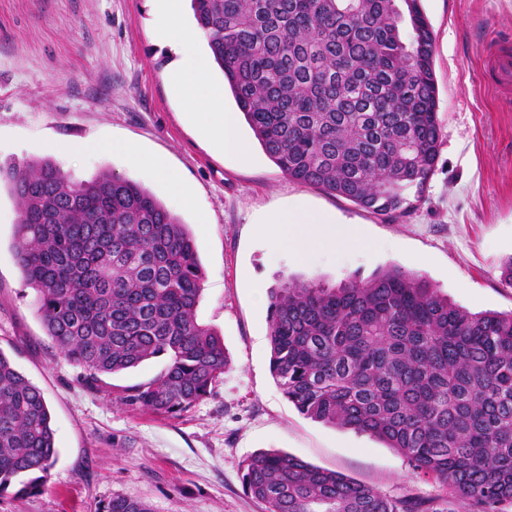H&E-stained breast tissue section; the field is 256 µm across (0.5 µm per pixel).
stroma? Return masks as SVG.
I'll list each match as a JSON object with an SVG mask.
<instances>
[{
  "instance_id": "35a3bbf8",
  "label": "stroma",
  "mask_w": 512,
  "mask_h": 512,
  "mask_svg": "<svg viewBox=\"0 0 512 512\" xmlns=\"http://www.w3.org/2000/svg\"><path fill=\"white\" fill-rule=\"evenodd\" d=\"M421 7L434 32L443 136L424 201L386 221L290 180L246 122L238 128L248 162L201 137L170 91L177 56L156 35L151 0H0V165L48 159L79 181L104 170L139 180L122 156L51 149L57 140H117L177 170L194 195L193 208L177 215L202 267L197 319L223 336L230 360L212 396L175 418L118 403L126 387L158 375L164 359L87 383L45 333L14 257L18 208L1 183L0 353L42 390L59 454L42 494H1L0 512H96L115 495L144 500L153 512H266L244 488L242 466L268 450L390 497L445 499L441 485L414 476L394 449L296 410L271 373L264 299L291 279L334 286L398 266L470 312H512V287L501 279L512 261V104L478 79L488 40L512 37V0ZM298 203L358 226L373 254L327 253L311 263L272 255L261 221ZM201 212L207 224L198 223Z\"/></svg>"
}]
</instances>
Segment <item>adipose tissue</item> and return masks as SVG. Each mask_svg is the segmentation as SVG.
I'll return each instance as SVG.
<instances>
[{"instance_id": "adipose-tissue-1", "label": "adipose tissue", "mask_w": 512, "mask_h": 512, "mask_svg": "<svg viewBox=\"0 0 512 512\" xmlns=\"http://www.w3.org/2000/svg\"><path fill=\"white\" fill-rule=\"evenodd\" d=\"M151 2L159 39L178 55L170 81L173 93L184 106L186 120L224 154L240 160L248 159L249 146L238 131L237 115L224 108V87L213 79L211 60L199 48L202 32L185 20L183 0ZM55 148L82 156L111 152L122 154L129 166L145 178L166 184L173 206L186 208L192 204V196L180 174L161 158L144 153L135 144L61 141ZM264 231L271 241L273 253L286 251L301 262L327 252L367 253L371 250L356 228L336 223L330 214L322 211H275L266 218Z\"/></svg>"}]
</instances>
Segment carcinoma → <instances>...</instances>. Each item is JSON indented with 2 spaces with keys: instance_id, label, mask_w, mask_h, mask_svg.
<instances>
[{
  "instance_id": "1",
  "label": "carcinoma",
  "mask_w": 512,
  "mask_h": 512,
  "mask_svg": "<svg viewBox=\"0 0 512 512\" xmlns=\"http://www.w3.org/2000/svg\"><path fill=\"white\" fill-rule=\"evenodd\" d=\"M255 138L288 177L388 220L413 211L442 127L420 0H190ZM411 30L406 42L402 29ZM18 205L14 249L60 354L93 384L164 358L124 405L177 417L229 360L198 323L203 274L187 225L142 184L73 182L52 161L0 165ZM270 367L297 411L396 449L446 507L261 452L245 489L267 512H506L512 507V313H472L423 277L375 270L337 288L271 290ZM58 455L42 391L0 352V494L35 496ZM97 512H152L114 496Z\"/></svg>"
}]
</instances>
